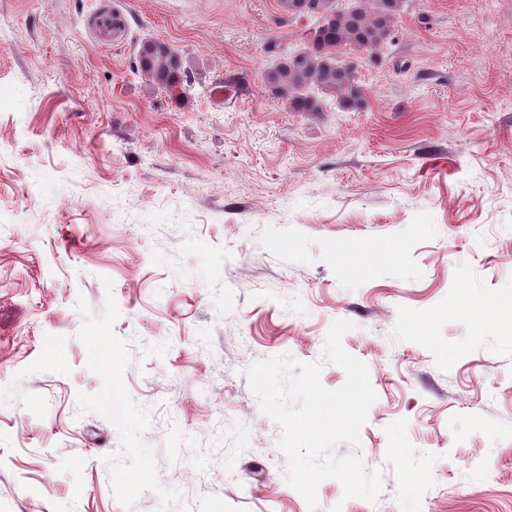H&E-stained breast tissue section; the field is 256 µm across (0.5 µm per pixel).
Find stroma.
I'll use <instances>...</instances> for the list:
<instances>
[{
  "label": "stroma",
  "instance_id": "35a3bbf8",
  "mask_svg": "<svg viewBox=\"0 0 512 512\" xmlns=\"http://www.w3.org/2000/svg\"><path fill=\"white\" fill-rule=\"evenodd\" d=\"M99 2L0 0V512H512V0H404L349 112L264 86L277 0ZM336 319L383 491L311 508L245 372ZM116 3L112 0H103L90 27L95 40L104 47L111 46L112 38L115 41L116 34L121 30L124 12ZM134 67L148 81L174 94L187 81V67L183 56L165 41L146 39L139 45ZM502 307L503 305L495 299L479 303L474 298L466 296L462 299L459 308L463 313L472 316L478 325L487 327L492 324Z\"/></svg>",
  "mask_w": 512,
  "mask_h": 512
}]
</instances>
